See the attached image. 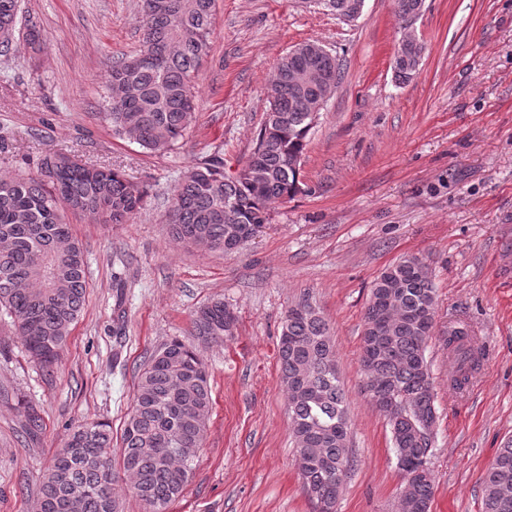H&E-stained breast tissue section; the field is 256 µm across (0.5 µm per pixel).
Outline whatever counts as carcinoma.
Segmentation results:
<instances>
[{
  "label": "carcinoma",
  "mask_w": 512,
  "mask_h": 512,
  "mask_svg": "<svg viewBox=\"0 0 512 512\" xmlns=\"http://www.w3.org/2000/svg\"><path fill=\"white\" fill-rule=\"evenodd\" d=\"M395 5L409 24L419 18L423 0ZM213 6L214 0H142V48L109 71L110 111L104 117L115 133H133L142 147L164 153L190 130L196 112L192 80L210 50ZM17 23L18 0H0V50L9 49ZM420 62L412 41L399 47L396 81H410ZM304 66L316 70L317 81L302 78ZM340 80L334 56L282 57L262 124L269 139L256 141L234 177L224 175L216 157L184 171L168 210L175 239L188 248L228 252L240 228L268 223L271 204L301 191L314 102L322 85ZM145 197L119 172L64 153L44 155L34 175L0 177V310L43 367L61 359L87 291L84 249L65 215L128 224ZM434 318L435 287L416 255L377 276L364 313L361 364L376 392L394 387L410 406L403 419H388L396 468L411 474L401 482L406 512H429L433 496V479L416 471L427 463L436 421L426 356ZM235 322L224 301L213 300L194 312L189 335L200 344L218 343L232 334ZM282 335L288 342L279 344L278 359L299 476L318 512H336L344 485L336 470L350 474L354 460L346 452L349 423L335 347L326 321L306 299L288 308ZM444 342L456 362L454 385L461 389L479 366L469 330L450 326ZM211 405L209 373L195 345L180 338L167 342L139 372L120 446L113 447L104 423L69 428L68 452H56L44 471L33 512H118L113 489L121 473L145 512H166L193 473V452L202 446ZM23 417V436L32 443L43 431V417L32 405L24 407ZM482 502V512H512V440L486 469Z\"/></svg>",
  "instance_id": "obj_1"
}]
</instances>
